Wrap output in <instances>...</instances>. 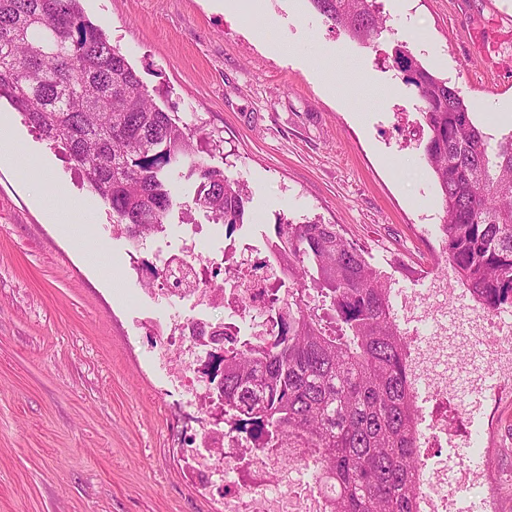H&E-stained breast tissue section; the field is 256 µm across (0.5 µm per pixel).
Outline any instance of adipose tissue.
<instances>
[{"instance_id": "obj_1", "label": "adipose tissue", "mask_w": 512, "mask_h": 512, "mask_svg": "<svg viewBox=\"0 0 512 512\" xmlns=\"http://www.w3.org/2000/svg\"><path fill=\"white\" fill-rule=\"evenodd\" d=\"M0 159L9 162L31 180L45 183L50 179L49 169L35 165L12 122L1 114ZM46 212L51 223L59 225L66 237L84 249L89 263L98 267L105 277L114 276L111 263L104 260L107 247L103 242L94 241L86 222L85 207L80 199L64 195L61 203L47 206Z\"/></svg>"}]
</instances>
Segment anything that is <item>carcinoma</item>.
Instances as JSON below:
<instances>
[{"mask_svg": "<svg viewBox=\"0 0 512 512\" xmlns=\"http://www.w3.org/2000/svg\"><path fill=\"white\" fill-rule=\"evenodd\" d=\"M80 2L0 0V100L63 149L113 232L139 242L161 231L173 206L167 175L185 164L200 181L195 204L233 232L244 186L197 159L207 134L154 102ZM310 3L361 42L386 23L377 0ZM393 62L422 102L448 264L480 313L512 309V131L493 139L460 91L404 48ZM267 241L288 279L278 339L215 358L224 419L265 445L303 439L336 491L334 512H417L418 419L392 288L334 224L279 223Z\"/></svg>", "mask_w": 512, "mask_h": 512, "instance_id": "1", "label": "carcinoma"}]
</instances>
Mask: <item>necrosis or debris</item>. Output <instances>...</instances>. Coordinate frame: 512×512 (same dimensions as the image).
<instances>
[{"label":"necrosis or debris","instance_id":"necrosis-or-debris-1","mask_svg":"<svg viewBox=\"0 0 512 512\" xmlns=\"http://www.w3.org/2000/svg\"><path fill=\"white\" fill-rule=\"evenodd\" d=\"M204 231L200 224L179 227L176 244L159 250L166 291L190 304L185 316L171 317L167 344L185 357L176 373V383L186 404L198 407L200 416L221 415L224 402L216 387L199 390L198 383L210 369V354L242 346L271 344L274 325L268 310V289L279 281L269 267L253 261L243 263L246 253L263 248L247 242L230 243L223 250L203 254L199 248ZM405 323L407 361L412 395L418 414L417 445L422 460L430 461L426 479L418 486V512H454L458 498L477 496L480 512H490L491 498L484 493L485 471L463 462L449 464L446 457H431V449L446 443L448 419L426 411L427 404L455 400L457 413L469 414L489 406L494 398L485 374L473 371L467 397H459L453 377L455 366L493 359L502 382L512 381V318L473 313L469 317L472 341L468 352L449 357L459 331L448 322L456 312L448 305V282L435 280L429 288H410L397 293ZM223 308L224 338L211 340L206 330V311ZM428 311L429 331H422L420 311ZM190 442L203 441L220 448L217 463L200 460L202 470L219 466L224 471V512H329L331 493L319 484L320 460L295 437L280 439L267 448L247 432L227 425L216 430L190 433Z\"/></svg>","mask_w":512,"mask_h":512}]
</instances>
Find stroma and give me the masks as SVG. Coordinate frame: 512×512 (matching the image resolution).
Returning <instances> with one entry per match:
<instances>
[{"label":"stroma","mask_w":512,"mask_h":512,"mask_svg":"<svg viewBox=\"0 0 512 512\" xmlns=\"http://www.w3.org/2000/svg\"><path fill=\"white\" fill-rule=\"evenodd\" d=\"M387 18L362 44L309 0H262L261 17L216 0H82L164 110L221 137L205 164L241 180L248 202L235 238L274 224L338 225L393 289L424 288L440 257L442 199L412 134L420 101L396 70L406 47L457 87L487 133L512 131V0H382ZM12 112L9 103L0 112ZM54 181L89 205L96 239L117 259L109 285L49 223L38 190L0 161V512H224V475L199 469L185 446L178 362L145 317L185 302L150 274L155 243L112 232L102 199L58 149L12 112ZM166 227L193 217L187 168L169 175ZM460 457L487 470L496 512H512V383L493 411L456 423Z\"/></svg>","instance_id":"obj_1"}]
</instances>
